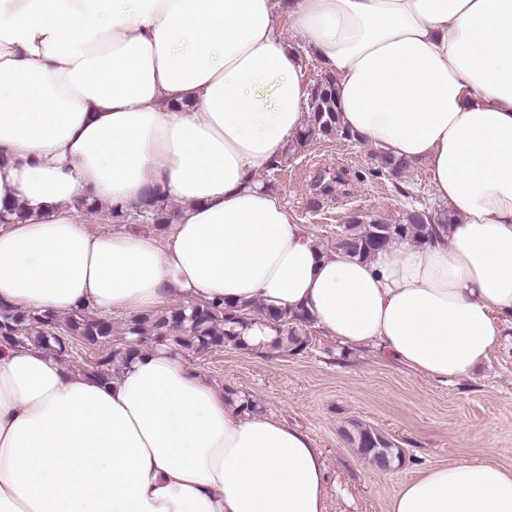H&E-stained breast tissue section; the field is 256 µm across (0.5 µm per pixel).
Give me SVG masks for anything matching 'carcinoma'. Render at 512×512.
<instances>
[{"label":"carcinoma","instance_id":"cac0c4a2","mask_svg":"<svg viewBox=\"0 0 512 512\" xmlns=\"http://www.w3.org/2000/svg\"><path fill=\"white\" fill-rule=\"evenodd\" d=\"M307 126L290 146L294 153H302L317 139H341L355 142L357 138L340 124L336 87L332 75L323 74L309 102ZM408 163L391 155L374 153L371 170L384 175H399ZM341 177L335 172L323 171L313 188L320 197L335 192ZM140 213L165 230L169 227V205L152 193L141 202ZM454 222L449 212L435 213L413 209L405 213L403 222L389 224L368 215H354L341 229L336 249L343 250L359 259H369L378 251L398 239H408L423 245L447 229ZM259 314L251 313L249 305L223 304L221 302L183 303L149 313L134 315L118 330L112 318L88 311L80 306L59 316L49 311L23 310L0 303V342L8 345H33L63 357L70 345L81 342L97 351L85 363L86 373L102 382L109 383L118 375L126 351L112 348L114 336L135 341L140 350L167 346L176 353L200 354L232 346L238 350L265 355L272 353L300 354L310 346L309 318L295 314L286 316L273 309L257 306ZM264 319L274 327L277 336L262 348H252L241 337V331L255 320ZM349 445L371 467L384 471L399 466L403 450L373 428L359 422H351L342 429Z\"/></svg>","mask_w":512,"mask_h":512}]
</instances>
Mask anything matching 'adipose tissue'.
I'll return each mask as SVG.
<instances>
[{
	"label": "adipose tissue",
	"instance_id": "1",
	"mask_svg": "<svg viewBox=\"0 0 512 512\" xmlns=\"http://www.w3.org/2000/svg\"><path fill=\"white\" fill-rule=\"evenodd\" d=\"M286 14L342 125L424 162L447 235L326 254L256 180L306 125ZM174 200L166 244L89 231ZM0 303L148 313L174 296L302 313L437 379L512 327V0H0ZM311 436L242 416L179 354L110 383L0 344V512H327ZM389 512H512V469L422 471Z\"/></svg>",
	"mask_w": 512,
	"mask_h": 512
}]
</instances>
